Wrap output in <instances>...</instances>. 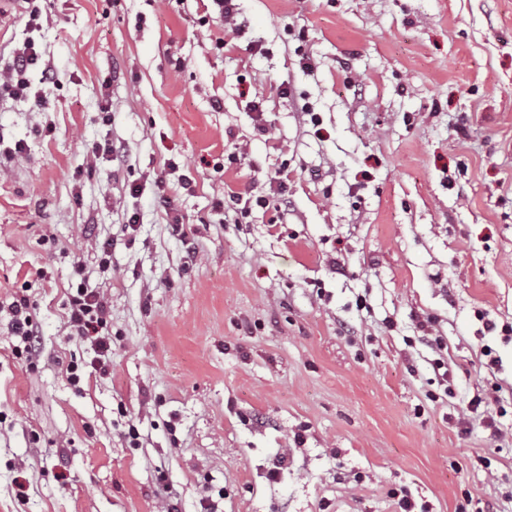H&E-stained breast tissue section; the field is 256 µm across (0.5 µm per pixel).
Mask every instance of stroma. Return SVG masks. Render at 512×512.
<instances>
[{"instance_id": "obj_1", "label": "stroma", "mask_w": 512, "mask_h": 512, "mask_svg": "<svg viewBox=\"0 0 512 512\" xmlns=\"http://www.w3.org/2000/svg\"><path fill=\"white\" fill-rule=\"evenodd\" d=\"M39 6L0 28L56 78L0 101V512H512V0ZM108 307L99 291L85 281H81L76 288V295L70 299L69 325L77 336L92 338L100 349L97 364L100 369L108 366V351L110 348L108 330ZM107 336V337H106ZM109 359V358H108ZM14 303L16 304H14L12 309L14 317L12 323L13 335L20 337L21 341L24 343V352L27 355H35L39 342L38 326L29 312L26 300L21 299Z\"/></svg>"}]
</instances>
